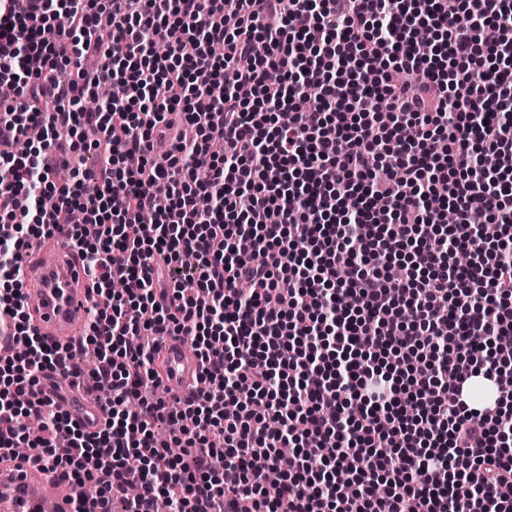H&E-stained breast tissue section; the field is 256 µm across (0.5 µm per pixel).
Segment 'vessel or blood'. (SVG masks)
Returning a JSON list of instances; mask_svg holds the SVG:
<instances>
[{"label": "vessel or blood", "mask_w": 512, "mask_h": 512, "mask_svg": "<svg viewBox=\"0 0 512 512\" xmlns=\"http://www.w3.org/2000/svg\"><path fill=\"white\" fill-rule=\"evenodd\" d=\"M39 286L29 308L32 324L48 345L67 346L78 339L93 304L91 284L85 278L78 254L69 247L68 235L55 231L50 245L34 259ZM166 386L187 395L194 391L196 359L183 339L166 338L160 349ZM73 421L87 430L101 427L108 417L104 400L76 391L66 402ZM0 512H72L71 488L53 472L33 476L30 463L21 456L0 464Z\"/></svg>", "instance_id": "obj_1"}]
</instances>
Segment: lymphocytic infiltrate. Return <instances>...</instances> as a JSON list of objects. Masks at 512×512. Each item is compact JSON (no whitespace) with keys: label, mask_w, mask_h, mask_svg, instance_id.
Masks as SVG:
<instances>
[{"label":"lymphocytic infiltrate","mask_w":512,"mask_h":512,"mask_svg":"<svg viewBox=\"0 0 512 512\" xmlns=\"http://www.w3.org/2000/svg\"><path fill=\"white\" fill-rule=\"evenodd\" d=\"M103 82L122 98L84 109ZM0 84V452L73 512H512V0H0ZM64 135L96 177L56 180ZM64 223L94 433L39 397L76 351L19 264ZM161 336L198 362L172 402Z\"/></svg>","instance_id":"lymphocytic-infiltrate-1"}]
</instances>
